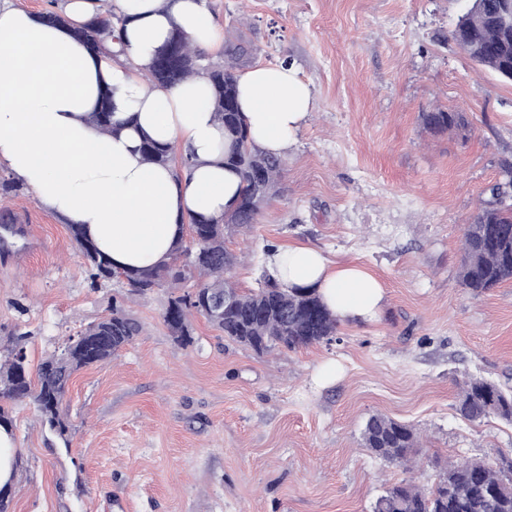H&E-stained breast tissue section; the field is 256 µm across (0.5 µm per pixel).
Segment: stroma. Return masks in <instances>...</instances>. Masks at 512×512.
<instances>
[{"instance_id": "1", "label": "stroma", "mask_w": 512, "mask_h": 512, "mask_svg": "<svg viewBox=\"0 0 512 512\" xmlns=\"http://www.w3.org/2000/svg\"><path fill=\"white\" fill-rule=\"evenodd\" d=\"M251 40L260 65L289 61L311 116L284 155L285 191L229 237L232 271L255 287L266 247L308 245L383 283L377 320L339 322L332 341L263 355L205 319L170 336L166 290L93 285L69 228L30 187L5 204L19 233L0 245V355L37 367L120 303L142 332L71 379L68 442L28 400L1 404L22 464L9 512H373L386 485L428 488L451 460L494 459L512 425L456 410L470 375L512 390V282L480 296L457 279L462 227L512 161V84L450 32L466 0H206ZM465 113L466 134L421 115ZM423 439L407 472L364 448L373 414Z\"/></svg>"}]
</instances>
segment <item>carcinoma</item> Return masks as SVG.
<instances>
[{
    "label": "carcinoma",
    "instance_id": "carcinoma-1",
    "mask_svg": "<svg viewBox=\"0 0 512 512\" xmlns=\"http://www.w3.org/2000/svg\"><path fill=\"white\" fill-rule=\"evenodd\" d=\"M512 0H472L451 38L472 61L502 79L504 66L512 63ZM126 17L114 4L101 5L95 22L72 31L94 51L105 53L121 42ZM256 49L241 36L227 34L224 64L214 65L204 52L192 47L182 34L174 33L158 51L147 78L162 88H173L186 77L205 73L212 86V105L224 126V166L241 179L236 208L219 218L190 215L185 219L190 240H177L168 261L150 268L117 271L80 227L69 226L90 268L94 281L122 278L131 290L146 295L157 288L170 289L163 321L171 336L182 345L192 343L190 318L199 315L224 333V338L258 354L276 347L297 350L336 335L338 319L312 288H284L268 269H262L259 286L239 288L231 278L238 257L226 246L232 232L257 223L263 207L284 192L283 158L264 152L249 135L237 102L236 72L253 58ZM424 125L435 132L462 133L469 123L462 112L439 109L422 113ZM94 124L111 132L112 90L105 88L91 113ZM147 161L190 165V157L175 158L173 149L145 136L141 146ZM202 278L196 291L177 293L180 284ZM512 280V165L505 164L501 178L489 188L477 212L464 225L458 282L479 296ZM224 297V313L210 314L204 300ZM141 324L122 307L80 331V342L67 338L68 352L57 349L41 360L31 375L26 352L12 349L0 359V401L30 400L43 423L69 444V421L64 404L74 373L104 363L131 344ZM456 409L467 421L481 423L497 417L512 423V391L507 392L483 377L470 376L459 386ZM363 445L380 460L407 468L412 452L420 445V432L407 423L383 414L370 416L361 432ZM374 512H512V448L492 461L461 460L448 464L435 484L424 489L411 481L389 485L378 498Z\"/></svg>",
    "mask_w": 512,
    "mask_h": 512
}]
</instances>
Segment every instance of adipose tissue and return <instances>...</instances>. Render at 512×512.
<instances>
[{
	"label": "adipose tissue",
	"instance_id": "adipose-tissue-1",
	"mask_svg": "<svg viewBox=\"0 0 512 512\" xmlns=\"http://www.w3.org/2000/svg\"><path fill=\"white\" fill-rule=\"evenodd\" d=\"M128 21L119 56L93 52L71 27L88 24L97 0H63L66 25L0 0V164L31 187L45 209L80 226L122 269L167 261L188 215L218 217L238 202L240 178L224 166V129L211 84L196 74L164 89L143 76L174 31L204 51L223 47L225 30L204 0H114ZM238 101L255 143L284 155L314 109L293 67L255 65L236 74ZM112 90L118 133L90 120L102 87ZM190 153L177 170L147 162L143 136ZM268 264L287 286L317 289L341 321L375 319L385 290L354 263H330L318 250L276 249Z\"/></svg>",
	"mask_w": 512,
	"mask_h": 512
}]
</instances>
